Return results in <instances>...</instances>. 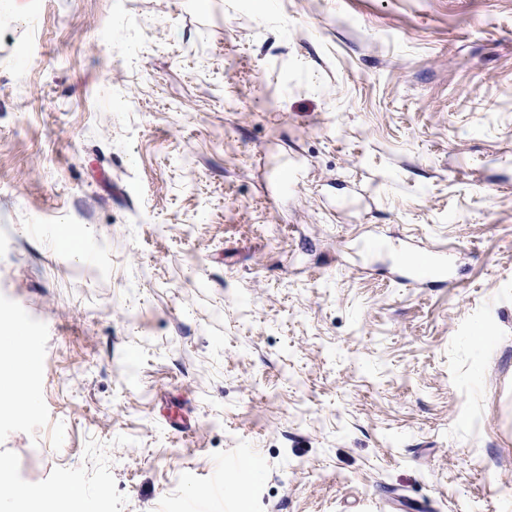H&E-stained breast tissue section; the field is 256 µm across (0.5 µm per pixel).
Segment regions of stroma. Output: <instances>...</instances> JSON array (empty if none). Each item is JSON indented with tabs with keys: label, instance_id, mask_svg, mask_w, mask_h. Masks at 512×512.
<instances>
[{
	"label": "stroma",
	"instance_id": "stroma-1",
	"mask_svg": "<svg viewBox=\"0 0 512 512\" xmlns=\"http://www.w3.org/2000/svg\"><path fill=\"white\" fill-rule=\"evenodd\" d=\"M16 5L11 483L91 512H512V0ZM373 237L446 253L447 285ZM1 351L7 357L1 358L0 375L5 373L6 378L10 382V385L7 387L13 386L14 393L8 397H3L1 393L0 414L2 416L31 412L34 409L33 402L19 391L27 367V357L19 343L11 341V345L5 347L2 343V336Z\"/></svg>",
	"mask_w": 512,
	"mask_h": 512
}]
</instances>
